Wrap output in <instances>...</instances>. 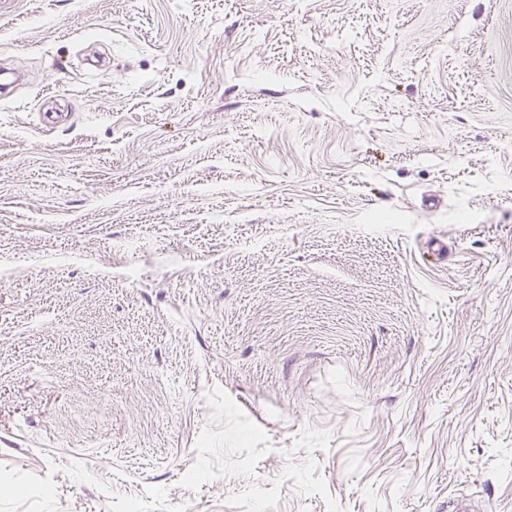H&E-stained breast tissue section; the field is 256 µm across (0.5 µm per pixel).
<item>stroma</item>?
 <instances>
[{"instance_id": "1", "label": "stroma", "mask_w": 512, "mask_h": 512, "mask_svg": "<svg viewBox=\"0 0 512 512\" xmlns=\"http://www.w3.org/2000/svg\"><path fill=\"white\" fill-rule=\"evenodd\" d=\"M0 61V512H512V0H6Z\"/></svg>"}]
</instances>
